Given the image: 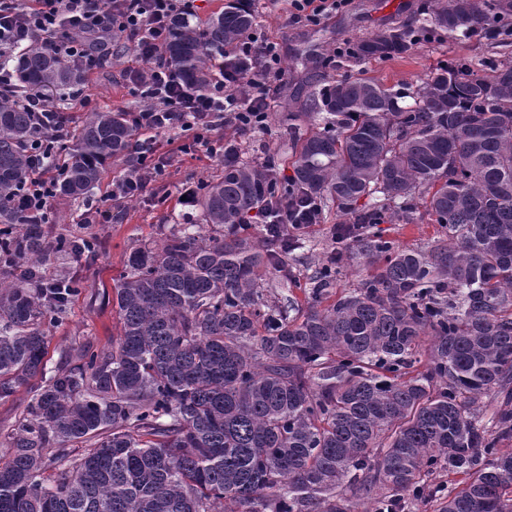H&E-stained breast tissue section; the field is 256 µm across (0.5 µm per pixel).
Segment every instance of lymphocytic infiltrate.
<instances>
[{"mask_svg": "<svg viewBox=\"0 0 512 512\" xmlns=\"http://www.w3.org/2000/svg\"><path fill=\"white\" fill-rule=\"evenodd\" d=\"M181 10V0H0V84L11 80L3 59L45 43L76 68L93 70L98 58L83 44L64 39L62 31L69 26L93 34L103 32L124 44L136 58L153 64L149 71L129 72L132 83L151 100L149 108L131 113L132 126L155 144L176 131L191 137L205 151L217 152L221 146L213 137L217 126L230 124L248 131L265 127L270 95L284 81L279 49L261 33H251L233 48L234 57L252 59L251 67H224L210 90L189 92L158 63L171 21ZM24 104L37 118L39 136L28 152L32 176L25 181L16 205L41 218L50 208L57 183L48 145L63 136L68 116L39 99L28 98ZM160 172L159 163L149 160L146 152H138L134 166L116 183L110 205L88 208L84 223H111L113 210L145 192Z\"/></svg>", "mask_w": 512, "mask_h": 512, "instance_id": "1", "label": "lymphocytic infiltrate"}]
</instances>
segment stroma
Returning a JSON list of instances; mask_svg holds the SVG:
<instances>
[{"mask_svg":"<svg viewBox=\"0 0 512 512\" xmlns=\"http://www.w3.org/2000/svg\"><path fill=\"white\" fill-rule=\"evenodd\" d=\"M445 0H349L348 6L334 17L318 24H294L288 20L287 0H261L258 20L269 39L279 45L285 83L272 95L271 108L264 130L241 132L223 125L214 138L240 143L245 159L262 166L274 165L280 181L293 174L291 166L294 132L306 131L311 121L303 111L309 95L341 75L360 73L385 86L413 94L437 67L456 58H466L474 70H485L489 60H512V35L500 36L489 43L475 36L452 40L445 36L418 34L404 55L352 66L346 60L349 46L359 39L388 28L409 24L424 12H434ZM148 69V62L127 55L115 47L111 67H99L87 73L81 89L87 106L76 107L74 120L86 112L112 110L136 112L149 106V99L133 95L125 78L127 68ZM167 164L152 191L126 201L109 224H85L81 215L87 203H104L113 183L126 171L127 159L107 161L104 178L91 201L54 197L44 230L49 238L64 237L76 243L95 242L91 253L68 252L51 255L47 272L57 279H77L78 293L72 297L62 321L49 333L48 365L61 366L58 347L67 338L77 337L99 349L109 348L120 330L112 301L116 280L125 272L128 254L134 248L161 241L181 225L200 219L198 208L185 201L186 190L218 178L224 172V159L197 150L192 145H162ZM341 221L335 207H325L320 223L298 231L304 249L285 254L284 261L300 279H307L327 259L336 244V226ZM376 232L400 246L424 249L444 237L441 225L425 212L417 211L413 223H403L393 216L379 224Z\"/></svg>","mask_w":512,"mask_h":512,"instance_id":"1","label":"stroma"}]
</instances>
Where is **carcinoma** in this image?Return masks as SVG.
I'll return each mask as SVG.
<instances>
[{"instance_id":"cac0c4a2","label":"carcinoma","mask_w":512,"mask_h":512,"mask_svg":"<svg viewBox=\"0 0 512 512\" xmlns=\"http://www.w3.org/2000/svg\"><path fill=\"white\" fill-rule=\"evenodd\" d=\"M511 17L512 0H448L432 23L495 41ZM256 25L240 0L204 23L177 16L164 63L202 92ZM425 27L417 18L365 37L350 62L403 55ZM10 61L0 224L19 223L13 201L37 132L17 98L55 105L84 83L48 48ZM401 98L352 75L313 92L319 123L296 141L292 184L237 156L224 163L194 200L209 232L133 249L113 288L111 348L74 339L50 376L48 332L79 288L47 277L45 257L70 242L39 223L0 241V262H27L21 279L0 282V400L41 379L0 453V512H400L408 498L434 512H512V451L500 448L512 441V60L484 73L450 63L411 104ZM136 136L123 112L88 113L56 159L57 193L88 198L102 161ZM282 196L348 219L304 308L282 254L243 224ZM420 207L447 239L419 250L371 231ZM345 253L375 270L326 305ZM268 270L285 273L287 294L273 301ZM444 473L458 479L433 486Z\"/></svg>"}]
</instances>
